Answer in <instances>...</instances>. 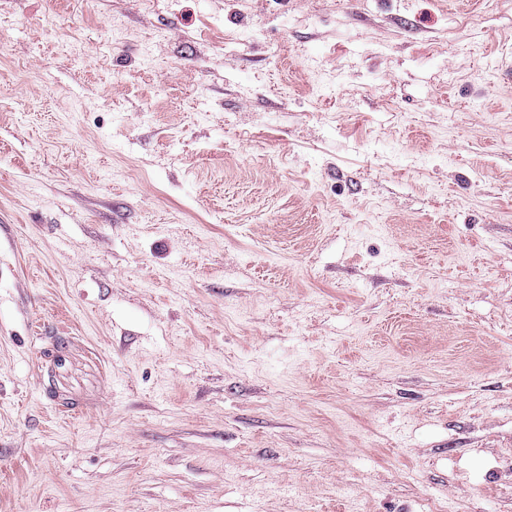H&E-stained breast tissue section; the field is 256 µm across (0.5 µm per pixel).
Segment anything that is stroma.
<instances>
[{
	"label": "stroma",
	"mask_w": 512,
	"mask_h": 512,
	"mask_svg": "<svg viewBox=\"0 0 512 512\" xmlns=\"http://www.w3.org/2000/svg\"><path fill=\"white\" fill-rule=\"evenodd\" d=\"M512 0H0V512H512Z\"/></svg>",
	"instance_id": "obj_1"
}]
</instances>
